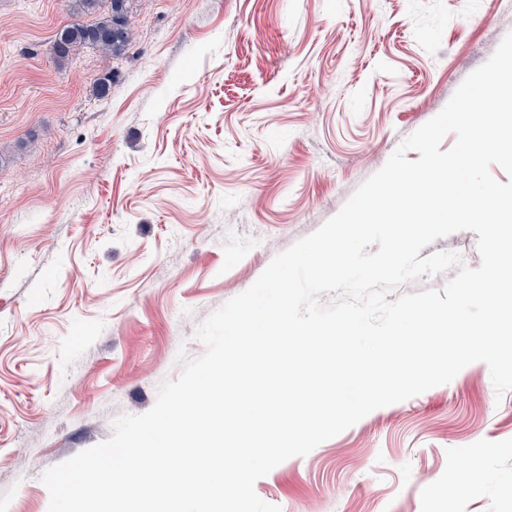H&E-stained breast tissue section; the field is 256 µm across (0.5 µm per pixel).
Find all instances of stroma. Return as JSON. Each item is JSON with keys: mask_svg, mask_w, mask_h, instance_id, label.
Segmentation results:
<instances>
[{"mask_svg": "<svg viewBox=\"0 0 512 512\" xmlns=\"http://www.w3.org/2000/svg\"><path fill=\"white\" fill-rule=\"evenodd\" d=\"M0 0V512L141 414L198 326L319 229L512 32V0H139L56 68ZM112 75L103 100L95 78ZM282 512H512V390L474 362L255 484Z\"/></svg>", "mask_w": 512, "mask_h": 512, "instance_id": "obj_1", "label": "stroma"}]
</instances>
